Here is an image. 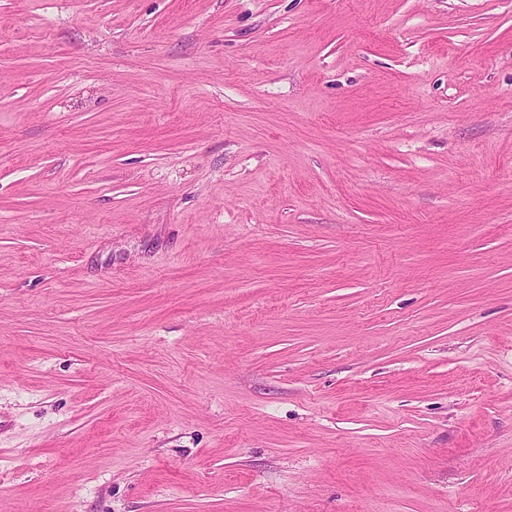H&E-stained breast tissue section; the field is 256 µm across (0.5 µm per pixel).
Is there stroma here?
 Returning a JSON list of instances; mask_svg holds the SVG:
<instances>
[{"mask_svg":"<svg viewBox=\"0 0 512 512\" xmlns=\"http://www.w3.org/2000/svg\"><path fill=\"white\" fill-rule=\"evenodd\" d=\"M0 512H512V0H0Z\"/></svg>","mask_w":512,"mask_h":512,"instance_id":"stroma-1","label":"stroma"}]
</instances>
